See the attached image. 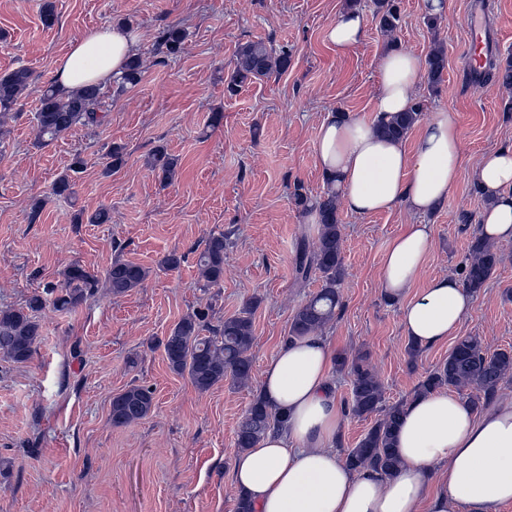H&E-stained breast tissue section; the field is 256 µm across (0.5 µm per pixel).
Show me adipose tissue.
Masks as SVG:
<instances>
[{"mask_svg": "<svg viewBox=\"0 0 512 512\" xmlns=\"http://www.w3.org/2000/svg\"><path fill=\"white\" fill-rule=\"evenodd\" d=\"M138 44L122 25L90 32L56 62L55 81L67 90L111 83L136 57ZM423 69L411 51L385 50L375 121L332 114L321 123L316 165L348 211L364 215L403 204L431 212L456 182L461 140L452 111L436 113L412 150L377 128L378 120L409 109ZM473 179L488 202L481 234L512 240V146L484 154ZM432 247L428 224L411 225L390 241L382 261L388 297H405ZM472 303L456 278L436 277L404 306L405 334L421 346L440 343ZM335 360L326 337L313 334L285 343L266 364L260 393L287 423L235 458V491L254 512H497L512 504V398L497 399L478 416L448 390L416 397L397 433L399 471L388 478L358 473L336 452L345 417L331 380Z\"/></svg>", "mask_w": 512, "mask_h": 512, "instance_id": "adipose-tissue-1", "label": "adipose tissue"}]
</instances>
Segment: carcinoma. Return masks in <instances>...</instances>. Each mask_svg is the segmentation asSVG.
Listing matches in <instances>:
<instances>
[{
	"label": "carcinoma",
	"mask_w": 512,
	"mask_h": 512,
	"mask_svg": "<svg viewBox=\"0 0 512 512\" xmlns=\"http://www.w3.org/2000/svg\"><path fill=\"white\" fill-rule=\"evenodd\" d=\"M374 20L377 28L386 34L399 27L400 13L395 0H376ZM187 34L178 28H164L156 36V46L166 57L180 55ZM447 56L441 46L434 47L426 59L425 76L429 84L436 86L442 81ZM291 65V56L283 50L273 53L261 42H246L239 46L235 68L227 82V92L236 94L248 81L268 78L272 74H283ZM484 77L503 88L512 89V58L503 62L488 61ZM142 70L139 59L126 64L119 87L137 85ZM33 73L20 67L0 75V116L5 117L31 89ZM102 88L97 83H86L79 88L66 91L51 83L40 95L36 112L37 139L42 147L69 134L75 127L93 123L98 119L96 107L102 103ZM419 106L408 112H400L381 126L388 136L405 139L419 120ZM150 166L164 185L172 182L177 173V159L163 147L154 150ZM295 208L305 215L311 208L317 209L319 234L316 245L309 250L301 246L295 262L298 277L306 279L316 272L322 281L320 290L302 305L293 315L288 329V339H296L317 332L336 316L341 307L338 284L341 280L343 257V224L338 214L336 196L326 192L315 201H310L299 184L291 193ZM227 238L224 234L211 235L198 253L197 266L203 288H220L224 279V250ZM500 257L489 240L481 235L474 237L469 249V258L462 268L463 286L471 292L483 288L490 278ZM148 276L142 266L116 260L106 270L104 279L85 269L78 263L68 266L63 272V287L48 283L43 294L29 298L26 308L0 311V356L15 363L27 361L42 336V326L35 320L47 302L59 310H69L94 296L105 284L114 295H123L141 287ZM62 295H55L56 291ZM250 304L239 314L216 325L208 321V313L196 312L181 318L167 336L158 342L164 350L169 368L180 375H188L193 385L206 391L231 376L238 384L252 378L253 360L249 355L255 336L253 335V309ZM207 330L210 335H202ZM336 367L351 377V401L348 409L353 415L363 418L380 413L360 439L356 447L347 451V464L355 471L374 472L381 476L394 474L401 466L395 448L406 403L385 405L384 387L367 358L353 359L343 354L336 356ZM512 375V350L493 353L483 346L475 336L459 337L442 365L428 373L418 384L416 394H430L442 389L467 391V401L474 407H486L496 398L500 384ZM153 407L152 390L138 384L129 385L112 397L111 419L115 427L127 426L146 418ZM284 423L283 416L272 410L261 395H256L238 422L236 446L240 450L256 447L266 433Z\"/></svg>",
	"instance_id": "1"
}]
</instances>
